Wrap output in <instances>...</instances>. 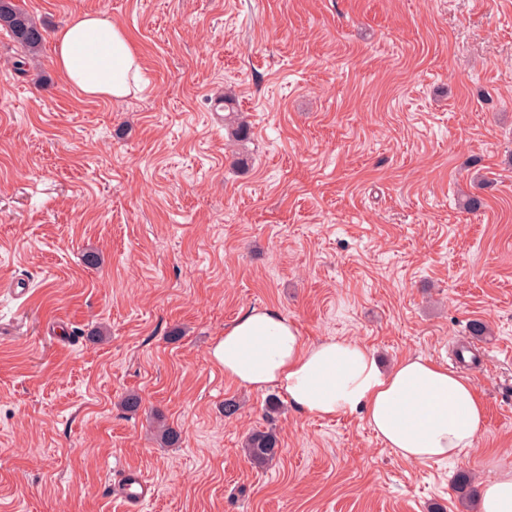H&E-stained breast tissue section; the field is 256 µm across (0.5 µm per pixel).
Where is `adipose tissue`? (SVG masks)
I'll return each mask as SVG.
<instances>
[{"label": "adipose tissue", "mask_w": 512, "mask_h": 512, "mask_svg": "<svg viewBox=\"0 0 512 512\" xmlns=\"http://www.w3.org/2000/svg\"><path fill=\"white\" fill-rule=\"evenodd\" d=\"M54 63L86 97L123 99L142 81L128 35L99 14L77 15L57 32ZM212 356L225 377L251 390L277 389L303 414H364L386 446L407 460L456 457L484 427L485 409L468 378L422 357L383 371L358 341L305 344L295 325L271 310H249L225 326ZM477 512H512V469H497L482 482Z\"/></svg>", "instance_id": "1"}]
</instances>
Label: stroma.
Instances as JSON below:
<instances>
[{
	"mask_svg": "<svg viewBox=\"0 0 512 512\" xmlns=\"http://www.w3.org/2000/svg\"><path fill=\"white\" fill-rule=\"evenodd\" d=\"M19 4L48 38L21 76L0 32V512H123L128 467L156 486L144 512H475L455 474L512 468V0ZM84 13L126 31L142 92L82 97L57 73ZM250 309L455 373L485 322L474 448L408 461L364 415L284 395L267 416L272 390L210 355ZM269 427L278 454L252 467L242 443Z\"/></svg>",
	"mask_w": 512,
	"mask_h": 512,
	"instance_id": "1",
	"label": "stroma"
}]
</instances>
